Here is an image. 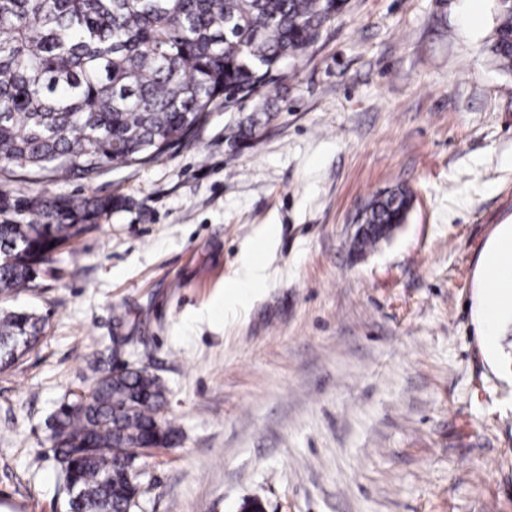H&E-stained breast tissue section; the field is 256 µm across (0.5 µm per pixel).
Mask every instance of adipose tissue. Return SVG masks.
<instances>
[{
	"mask_svg": "<svg viewBox=\"0 0 512 512\" xmlns=\"http://www.w3.org/2000/svg\"><path fill=\"white\" fill-rule=\"evenodd\" d=\"M479 320L483 327V350L496 359L495 336L500 322L512 317V224L499 228L481 258Z\"/></svg>",
	"mask_w": 512,
	"mask_h": 512,
	"instance_id": "adipose-tissue-1",
	"label": "adipose tissue"
}]
</instances>
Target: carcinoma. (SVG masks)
Here are the masks:
<instances>
[{
	"label": "carcinoma",
	"instance_id": "cac0c4a2",
	"mask_svg": "<svg viewBox=\"0 0 512 512\" xmlns=\"http://www.w3.org/2000/svg\"><path fill=\"white\" fill-rule=\"evenodd\" d=\"M346 0H0V170L87 178L144 164L193 139L220 105L233 111L283 79ZM512 72V0H498L488 46ZM404 188L364 204V252L406 222ZM112 199L0 192V296L31 287L61 247L92 230ZM27 311L0 312V369L41 333ZM85 399L62 401L50 439L63 512H132L133 467L175 437L167 390L144 369H105Z\"/></svg>",
	"mask_w": 512,
	"mask_h": 512
}]
</instances>
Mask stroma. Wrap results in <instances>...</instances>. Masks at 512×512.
Here are the masks:
<instances>
[{"mask_svg": "<svg viewBox=\"0 0 512 512\" xmlns=\"http://www.w3.org/2000/svg\"><path fill=\"white\" fill-rule=\"evenodd\" d=\"M496 0H347L266 95L253 140L199 134L90 179L0 176L36 198H117L0 308L39 341L0 370V512H59L47 428L97 367L165 384L178 433L135 463V512H512V328L486 359L482 252L512 224V73ZM403 187L405 224L365 255L357 207ZM264 282L224 309L241 253ZM488 51L501 70L512 72V0H498L496 25Z\"/></svg>", "mask_w": 512, "mask_h": 512, "instance_id": "35a3bbf8", "label": "stroma"}]
</instances>
